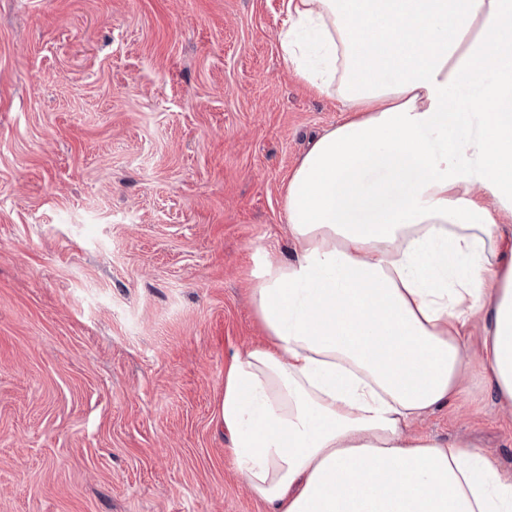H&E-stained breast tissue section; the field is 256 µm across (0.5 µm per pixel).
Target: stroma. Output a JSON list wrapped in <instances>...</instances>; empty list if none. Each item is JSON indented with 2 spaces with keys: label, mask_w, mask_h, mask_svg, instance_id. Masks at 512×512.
Returning a JSON list of instances; mask_svg holds the SVG:
<instances>
[{
  "label": "stroma",
  "mask_w": 512,
  "mask_h": 512,
  "mask_svg": "<svg viewBox=\"0 0 512 512\" xmlns=\"http://www.w3.org/2000/svg\"><path fill=\"white\" fill-rule=\"evenodd\" d=\"M282 2L0 0V512H268L217 403L288 176L345 117ZM413 428L512 472L480 363Z\"/></svg>",
  "instance_id": "35a3bbf8"
}]
</instances>
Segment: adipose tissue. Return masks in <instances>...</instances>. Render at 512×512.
<instances>
[{
    "instance_id": "adipose-tissue-1",
    "label": "adipose tissue",
    "mask_w": 512,
    "mask_h": 512,
    "mask_svg": "<svg viewBox=\"0 0 512 512\" xmlns=\"http://www.w3.org/2000/svg\"><path fill=\"white\" fill-rule=\"evenodd\" d=\"M296 76L347 118L288 176L266 344L217 416L269 512H512V473L410 424L480 363L512 408V0H283Z\"/></svg>"
}]
</instances>
